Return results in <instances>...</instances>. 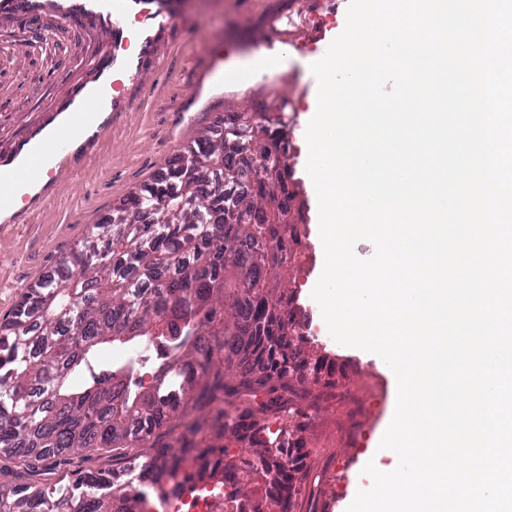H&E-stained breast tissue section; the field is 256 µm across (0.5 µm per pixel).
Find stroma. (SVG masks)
<instances>
[{
    "label": "stroma",
    "instance_id": "stroma-1",
    "mask_svg": "<svg viewBox=\"0 0 512 512\" xmlns=\"http://www.w3.org/2000/svg\"><path fill=\"white\" fill-rule=\"evenodd\" d=\"M298 0H180L181 8L142 65L141 80L127 83V111L115 113L97 140L67 155L63 172L38 211L25 222L0 227V322L9 319L29 285L42 279L83 240L90 225L107 221L112 209L144 182L164 172L187 142L227 112L273 111L289 99L292 118L289 163L298 182L293 215L308 238L296 285L308 299L312 328L321 310L310 296L322 269L318 202L306 172V129L317 104V80L310 66L324 56L345 27L349 0H324L300 17ZM224 65L242 69L256 58L277 54L272 74L223 82L213 67L214 51ZM111 48L92 18L68 22L46 16L0 18V158L38 129L74 85L87 81ZM350 362L351 399L322 410L310 440L328 449L331 460L321 484L336 490L349 473L364 485L361 468L351 467L355 437L375 453L396 406L397 385L375 354L339 347Z\"/></svg>",
    "mask_w": 512,
    "mask_h": 512
}]
</instances>
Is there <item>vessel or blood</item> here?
I'll return each instance as SVG.
<instances>
[{
	"instance_id": "1",
	"label": "vessel or blood",
	"mask_w": 512,
	"mask_h": 512,
	"mask_svg": "<svg viewBox=\"0 0 512 512\" xmlns=\"http://www.w3.org/2000/svg\"><path fill=\"white\" fill-rule=\"evenodd\" d=\"M21 8L31 17L88 16L95 19L112 47L126 46L132 34L140 45L138 54L116 55L98 63L92 80L70 90L60 108L69 118L63 134L42 143L31 135L18 141L15 151L29 155L27 175L34 178L42 170V155L56 158L65 155L70 143L91 128L94 116L124 111L126 104L120 95L121 88L125 82L139 78L143 58L154 52L159 34L172 24L175 13L173 0H0L1 14H12ZM101 83L111 84L112 97L99 94L97 86Z\"/></svg>"
}]
</instances>
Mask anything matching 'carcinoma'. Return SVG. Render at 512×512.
I'll return each mask as SVG.
<instances>
[{
	"mask_svg": "<svg viewBox=\"0 0 512 512\" xmlns=\"http://www.w3.org/2000/svg\"><path fill=\"white\" fill-rule=\"evenodd\" d=\"M286 108L224 114L0 322V457L31 472L89 448L124 459L0 481V512H147L143 487L210 483L241 512H316L326 453L305 431L350 393L293 288ZM113 343L169 352L146 384L136 357L97 363Z\"/></svg>",
	"mask_w": 512,
	"mask_h": 512,
	"instance_id": "cac0c4a2",
	"label": "carcinoma"
}]
</instances>
